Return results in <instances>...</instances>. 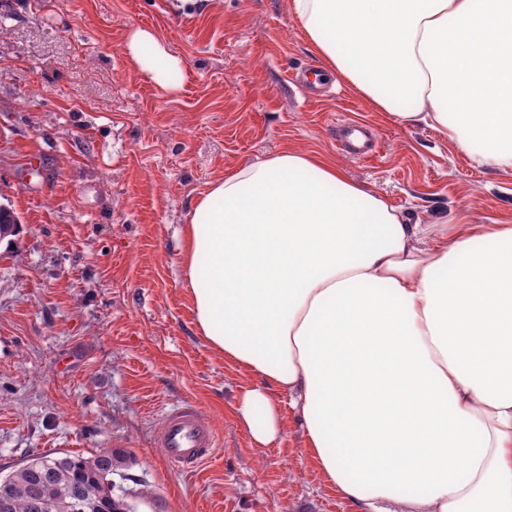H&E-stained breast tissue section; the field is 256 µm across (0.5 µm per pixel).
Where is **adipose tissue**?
Wrapping results in <instances>:
<instances>
[{"label": "adipose tissue", "mask_w": 512, "mask_h": 512, "mask_svg": "<svg viewBox=\"0 0 512 512\" xmlns=\"http://www.w3.org/2000/svg\"><path fill=\"white\" fill-rule=\"evenodd\" d=\"M326 65L380 112L512 169V0H292ZM161 89L182 60L133 30ZM200 336L244 370L260 448L292 393L326 482L361 512H512V225L407 224L328 157L207 183L182 232Z\"/></svg>", "instance_id": "obj_1"}]
</instances>
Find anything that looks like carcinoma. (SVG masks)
Instances as JSON below:
<instances>
[{
  "mask_svg": "<svg viewBox=\"0 0 512 512\" xmlns=\"http://www.w3.org/2000/svg\"><path fill=\"white\" fill-rule=\"evenodd\" d=\"M30 463L38 465L45 475L41 498L43 509L34 508L28 496L32 473L21 465L5 477H0V484L9 487L8 495L12 502L9 512H46L62 505L70 500L75 482L82 489L79 512H98L100 509L129 512L123 500L112 497V466L103 465L97 456H43L30 459Z\"/></svg>",
  "mask_w": 512,
  "mask_h": 512,
  "instance_id": "1",
  "label": "carcinoma"
}]
</instances>
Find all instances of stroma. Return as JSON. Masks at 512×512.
<instances>
[{"mask_svg": "<svg viewBox=\"0 0 512 512\" xmlns=\"http://www.w3.org/2000/svg\"><path fill=\"white\" fill-rule=\"evenodd\" d=\"M135 28L183 59L176 93L128 56ZM321 63L291 0H0V206L18 220L0 239V475L108 450L132 512H356L288 394L272 445L236 421L242 375L196 331L180 230L207 182L284 150L329 157L408 224L512 225V170L350 86L305 99L288 74ZM341 119L377 128L373 157L338 148ZM184 401L218 438L191 473L154 445Z\"/></svg>", "mask_w": 512, "mask_h": 512, "instance_id": "obj_1", "label": "stroma"}]
</instances>
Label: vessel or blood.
Instances as JSON below:
<instances>
[{
    "label": "vessel or blood",
    "instance_id": "1",
    "mask_svg": "<svg viewBox=\"0 0 512 512\" xmlns=\"http://www.w3.org/2000/svg\"><path fill=\"white\" fill-rule=\"evenodd\" d=\"M292 84L302 89L306 97L320 96L326 82L324 72L317 67L290 73ZM378 134L366 124L346 121L336 128V140L343 149L360 158L375 153ZM155 444L166 462L179 470L190 472L211 459L217 449V435L207 416L193 403L167 410L156 430Z\"/></svg>",
    "mask_w": 512,
    "mask_h": 512
}]
</instances>
